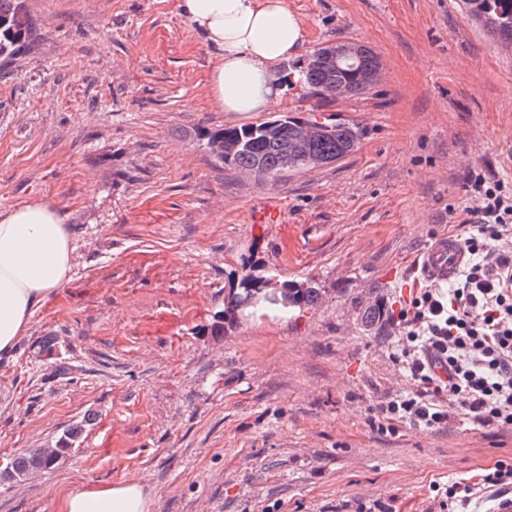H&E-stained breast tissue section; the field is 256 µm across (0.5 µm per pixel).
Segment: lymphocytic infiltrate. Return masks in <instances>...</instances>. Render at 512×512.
I'll use <instances>...</instances> for the list:
<instances>
[{
    "instance_id": "obj_1",
    "label": "lymphocytic infiltrate",
    "mask_w": 512,
    "mask_h": 512,
    "mask_svg": "<svg viewBox=\"0 0 512 512\" xmlns=\"http://www.w3.org/2000/svg\"><path fill=\"white\" fill-rule=\"evenodd\" d=\"M465 190L473 233L465 241L479 258L450 293L425 289L412 312L401 313V362L415 390L380 405L378 427L395 419L429 428L458 413L478 425L512 430V193L494 175L472 172ZM512 493V461L485 470L478 483L438 490L429 512H455L477 492Z\"/></svg>"
}]
</instances>
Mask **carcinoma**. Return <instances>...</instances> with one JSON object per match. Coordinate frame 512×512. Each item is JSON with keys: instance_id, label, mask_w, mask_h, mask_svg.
<instances>
[{"instance_id": "1", "label": "carcinoma", "mask_w": 512, "mask_h": 512, "mask_svg": "<svg viewBox=\"0 0 512 512\" xmlns=\"http://www.w3.org/2000/svg\"><path fill=\"white\" fill-rule=\"evenodd\" d=\"M468 15L480 22L500 43L512 45V0H465ZM17 0H0V63L5 65L29 46L33 23L29 16L18 17ZM321 49H316L303 66L302 74L310 89L323 100L367 92L378 80L381 62L369 47L354 62L334 73L320 64ZM326 129L299 149L287 148L303 127L312 124ZM211 142L222 139L231 146L221 163L228 169L258 182L277 179L285 174L303 173L319 167V162L341 160L354 153L365 137L364 127L355 121L286 116L243 128H224L204 132ZM270 277L261 266L232 283L233 300H245L260 294ZM294 306L315 305L321 289L310 280L282 283ZM39 449L28 448L11 462L17 477L39 464Z\"/></svg>"}]
</instances>
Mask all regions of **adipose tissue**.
<instances>
[{
  "label": "adipose tissue",
  "mask_w": 512,
  "mask_h": 512,
  "mask_svg": "<svg viewBox=\"0 0 512 512\" xmlns=\"http://www.w3.org/2000/svg\"><path fill=\"white\" fill-rule=\"evenodd\" d=\"M192 30L215 49L209 74L214 104L225 112H266L288 94L281 66L300 52L303 24L288 0H178ZM73 238L49 204L0 212V352L27 332L34 310L70 278ZM142 485L127 480L79 488L57 512H149Z\"/></svg>",
  "instance_id": "obj_1"
}]
</instances>
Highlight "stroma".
Listing matches in <instances>:
<instances>
[{"label": "stroma", "mask_w": 512, "mask_h": 512, "mask_svg": "<svg viewBox=\"0 0 512 512\" xmlns=\"http://www.w3.org/2000/svg\"><path fill=\"white\" fill-rule=\"evenodd\" d=\"M178 0H24L30 51L0 70V211L66 217L71 278L0 356V462L81 437L52 469L0 481V512H57L80 486L138 480L150 512H428L435 483L512 459V431L452 416L374 422L413 388L390 338L434 238L470 232L466 174L512 185V47L464 0H288L303 43L380 58L366 93L298 83L271 112H224L214 50ZM283 115L354 120L352 155L259 183L225 169L202 130ZM266 266L322 298L209 327L228 275ZM382 304L373 327L362 311ZM55 351L36 357L43 337ZM67 374H57L58 365Z\"/></svg>", "instance_id": "stroma-1"}]
</instances>
